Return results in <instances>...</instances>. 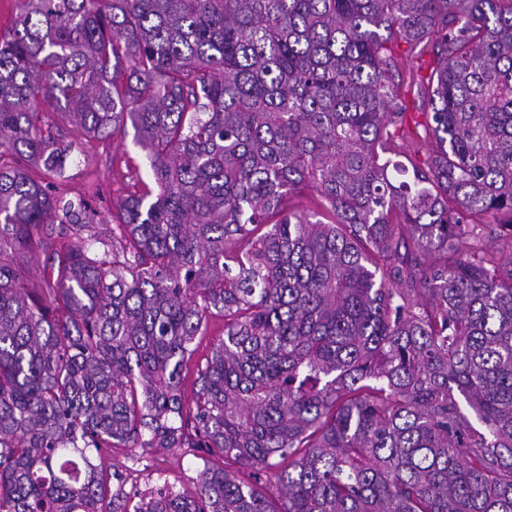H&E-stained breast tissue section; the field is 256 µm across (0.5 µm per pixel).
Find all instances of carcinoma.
Segmentation results:
<instances>
[{"mask_svg":"<svg viewBox=\"0 0 512 512\" xmlns=\"http://www.w3.org/2000/svg\"><path fill=\"white\" fill-rule=\"evenodd\" d=\"M399 39L431 49L422 164ZM44 102L146 152L110 242L46 182L73 145ZM303 187L323 210L287 208ZM121 445L237 465L139 512H512V0H17L0 512H105L94 458ZM222 338H224V319L221 316H215L209 321L207 336H203L201 340L196 341L197 349L186 371L184 392L189 401L193 395L196 365L205 363V358L210 354L211 348Z\"/></svg>","mask_w":512,"mask_h":512,"instance_id":"obj_1","label":"carcinoma"}]
</instances>
